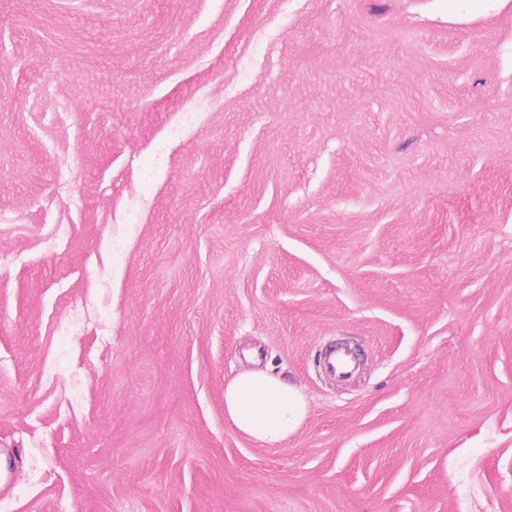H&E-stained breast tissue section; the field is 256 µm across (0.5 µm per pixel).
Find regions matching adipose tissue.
<instances>
[{
    "mask_svg": "<svg viewBox=\"0 0 512 512\" xmlns=\"http://www.w3.org/2000/svg\"><path fill=\"white\" fill-rule=\"evenodd\" d=\"M307 414L301 390L264 370H245L224 383L226 422L257 444L272 447L285 443Z\"/></svg>",
    "mask_w": 512,
    "mask_h": 512,
    "instance_id": "adipose-tissue-1",
    "label": "adipose tissue"
}]
</instances>
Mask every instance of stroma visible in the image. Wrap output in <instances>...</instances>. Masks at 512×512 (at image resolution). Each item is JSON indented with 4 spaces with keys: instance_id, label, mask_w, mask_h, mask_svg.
Here are the masks:
<instances>
[{
    "instance_id": "1",
    "label": "stroma",
    "mask_w": 512,
    "mask_h": 512,
    "mask_svg": "<svg viewBox=\"0 0 512 512\" xmlns=\"http://www.w3.org/2000/svg\"><path fill=\"white\" fill-rule=\"evenodd\" d=\"M0 448V512H512V0H0ZM323 366L326 371L337 379H342L349 377L353 373L356 364L348 350L333 348L324 354ZM308 404L301 390L261 369L245 370L224 383V418L257 444L277 446L303 424Z\"/></svg>"
}]
</instances>
